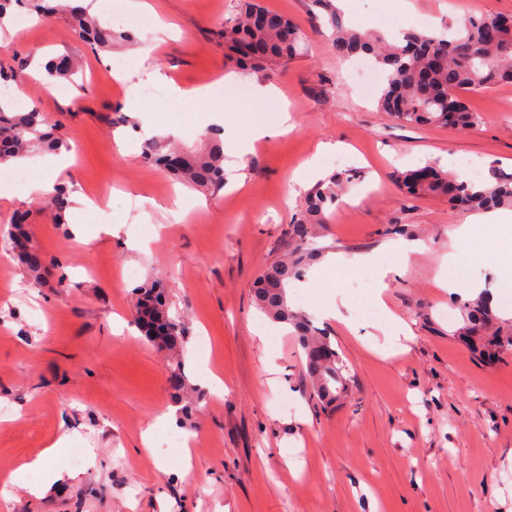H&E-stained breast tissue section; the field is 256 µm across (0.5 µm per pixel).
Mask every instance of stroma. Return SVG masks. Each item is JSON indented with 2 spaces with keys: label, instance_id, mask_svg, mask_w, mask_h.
Returning <instances> with one entry per match:
<instances>
[{
  "label": "stroma",
  "instance_id": "35a3bbf8",
  "mask_svg": "<svg viewBox=\"0 0 512 512\" xmlns=\"http://www.w3.org/2000/svg\"><path fill=\"white\" fill-rule=\"evenodd\" d=\"M150 2L155 25L133 45L109 0L95 3L112 22L103 51L74 40L67 16L41 24L15 6L0 33V67L31 69L37 51L73 60V80L30 78L13 85L12 100L62 122L71 165L61 182H78L89 197L112 188L106 208L64 224L41 202L0 197V232L25 215L44 262L36 281L0 249V512H512V354L480 361L455 334L458 289L476 278L489 293L504 289L483 260L492 236L463 243L455 292L440 288L468 214L444 198L409 199L395 181L449 154L473 164V181L495 168L512 174V85L466 94L482 115L476 127L412 125L362 90L313 20L310 0H261L307 39L305 53L267 78L228 75L214 32L238 0ZM336 4L345 20L388 37L440 31L467 13L512 15V0ZM116 58L131 62L128 83L107 70ZM157 71L170 86L155 83ZM263 81L281 97L235 93ZM139 84L153 94L147 111L131 114L125 102ZM202 85L209 97H192ZM284 111L291 131L225 155L217 195L173 182L142 157L152 136L190 147L202 125L240 138L252 119L274 126ZM127 114L133 123L119 124ZM336 142L343 151L305 175V161ZM333 177L343 192L316 243L341 267L315 262L289 288L292 307L313 316L350 367L347 394L325 407L312 397L296 337L259 311L252 290L263 268L292 250L286 229L305 196ZM399 240L422 251L386 279L388 314L411 330L394 337L383 332L388 315L361 319L375 283H354L352 259ZM151 282L165 289L186 332L175 357L193 407L177 429L194 438L187 474L178 446L158 436L151 450L141 445L144 427L175 405L172 356L132 323L133 290ZM207 369L223 378V397L204 383ZM65 432L72 438L50 464L66 479L40 497L10 484L13 471Z\"/></svg>",
  "mask_w": 512,
  "mask_h": 512
}]
</instances>
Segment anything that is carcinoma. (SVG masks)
<instances>
[{"label":"carcinoma","mask_w":512,"mask_h":512,"mask_svg":"<svg viewBox=\"0 0 512 512\" xmlns=\"http://www.w3.org/2000/svg\"><path fill=\"white\" fill-rule=\"evenodd\" d=\"M21 2L42 18L56 13L69 16L76 39L92 49L112 42V30L102 26L88 5L76 6L73 0ZM311 4L315 20L324 21L330 28L338 56H367L382 71L378 107L400 121L473 128L480 124L481 117L470 110L460 93L512 84V19L505 22L493 14L469 16L444 31L414 30L404 34L402 41L390 43L380 35L346 25L333 0H311ZM218 37L224 42L226 61L255 74L288 63L304 49V34L297 24L254 0H243ZM73 70L74 64L68 58L47 63V74L54 78L68 79ZM202 139L205 147L197 150L182 149L154 136L144 141L142 156L187 185L220 191L224 189V142L214 132L204 134ZM63 144L57 128L48 124L37 107L18 110L0 103V164L30 152H55ZM397 181L411 198L445 197L454 209L482 212L512 207V174L494 171L489 179L475 182L425 165L397 174ZM336 197L334 180L308 194L301 213L288 225L293 255L267 265L254 290L258 308L270 319L292 328L304 351L313 394L327 405L347 392L349 368L313 321L291 309L286 289L291 282L301 280L307 266L319 256L313 225L323 222ZM49 205L57 222L65 223L69 207L66 192L52 194ZM134 295L135 323L143 339L159 349L176 350L184 327L169 316L163 291L152 283L134 289ZM148 306L153 319L166 323L168 336L159 339L152 334V324L143 316V308ZM458 306L462 323L457 334L469 339L476 354L495 360L512 352V321H498L488 293L483 291L475 298L460 300ZM169 383L177 399L189 386L179 360L170 364Z\"/></svg>","instance_id":"cac0c4a2"}]
</instances>
